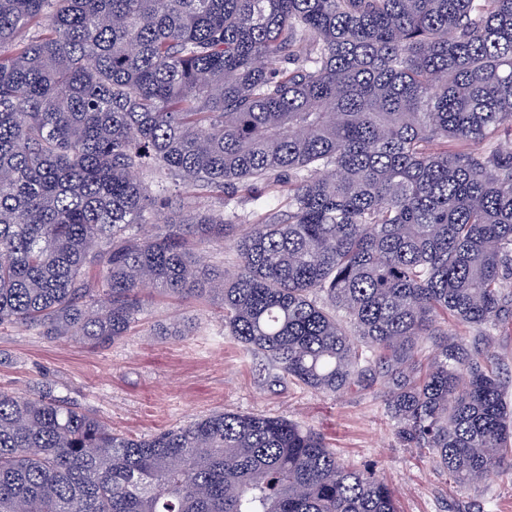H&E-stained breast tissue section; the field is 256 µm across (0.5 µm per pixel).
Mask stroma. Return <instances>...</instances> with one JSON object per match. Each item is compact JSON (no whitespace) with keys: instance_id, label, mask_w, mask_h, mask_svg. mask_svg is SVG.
I'll return each instance as SVG.
<instances>
[{"instance_id":"35a3bbf8","label":"stroma","mask_w":512,"mask_h":512,"mask_svg":"<svg viewBox=\"0 0 512 512\" xmlns=\"http://www.w3.org/2000/svg\"><path fill=\"white\" fill-rule=\"evenodd\" d=\"M189 320V336H148L155 323ZM52 390L113 431L148 437L215 412H259L315 429L338 457L371 468L400 493V512H512V470L460 487L398 440L378 389L340 397L270 384L260 359L224 332L213 302L146 301L140 326L108 346L0 328V391Z\"/></svg>"}]
</instances>
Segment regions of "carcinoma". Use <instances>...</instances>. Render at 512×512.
I'll use <instances>...</instances> for the list:
<instances>
[{
	"instance_id": "carcinoma-1",
	"label": "carcinoma",
	"mask_w": 512,
	"mask_h": 512,
	"mask_svg": "<svg viewBox=\"0 0 512 512\" xmlns=\"http://www.w3.org/2000/svg\"><path fill=\"white\" fill-rule=\"evenodd\" d=\"M155 293L219 301L274 384L380 386L460 486L511 469L512 0H0V327L110 344ZM0 512L398 507L293 421L138 439L0 392ZM494 337V344L502 358V377L509 380L508 400L512 405V329L498 333Z\"/></svg>"
}]
</instances>
